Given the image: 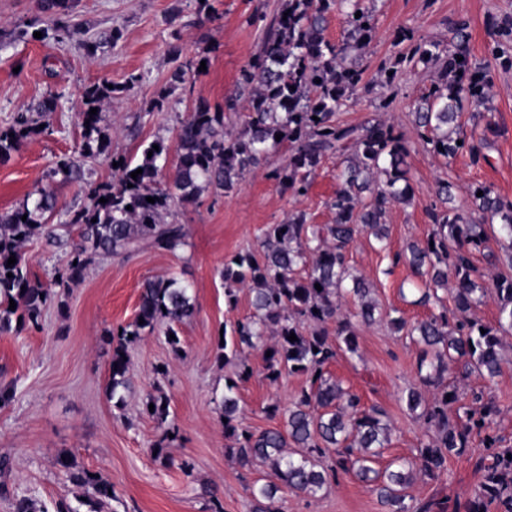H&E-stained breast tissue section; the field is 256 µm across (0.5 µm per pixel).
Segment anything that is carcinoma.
Instances as JSON below:
<instances>
[{
	"label": "carcinoma",
	"instance_id": "cac0c4a2",
	"mask_svg": "<svg viewBox=\"0 0 512 512\" xmlns=\"http://www.w3.org/2000/svg\"><path fill=\"white\" fill-rule=\"evenodd\" d=\"M45 8L54 15L58 37L82 35L72 21L70 0H47ZM336 10L345 16V34L338 43L323 35L326 14ZM450 33L449 44L419 43L398 56L396 64L436 69L435 80L415 104L417 139L446 160L467 153L477 162L492 122H486L483 132L474 129L466 135L459 117L464 106L480 107L492 97L491 62H512V23L498 26L496 37L486 45L488 64L481 67L469 59L464 25ZM372 34L362 0H284L259 53L242 68L238 88L226 101L227 112H213L202 102L179 120L177 159L168 177L164 174L168 148L161 140L145 147L137 160L108 151L112 133L122 123L110 119L102 106L112 95L131 89L139 77L132 75L125 84L112 87L106 83L84 86L86 111L80 119L89 126L82 127L78 156L59 159L46 179L85 183L87 202L60 208L54 191L42 187L14 210L0 213V334L39 325L42 308L54 296L65 305L63 296L84 279L97 256L129 254L144 247L178 250L185 245L187 233L184 225L168 220L173 208L195 203L205 193L218 196L232 191L280 148L288 149V157L272 177L294 196L308 192L322 161L334 155L342 166L341 184L328 203L334 223L310 224L305 212L296 210L283 223L264 227L256 247L238 253L220 271L228 306L235 307L238 291L246 288L252 294L253 312L223 332L217 360L227 365L244 349L264 344L270 334L275 342L265 358L266 377L273 382L292 374L309 379V387L289 405L282 408L274 402L266 407L283 415V428L259 432L244 425L240 417L238 381L247 379L251 369L241 365L237 379L224 385L220 410L221 418L227 420L225 455L243 466H264L276 477L274 482L256 480L248 487L249 512H281L272 504L282 489L313 498L328 489L339 473L350 471L374 485L387 512H432L440 503L417 506L409 489L419 477L435 478L448 456L462 452L474 434L482 436L486 464L470 512L491 508L512 512V459L507 458L512 448L502 447L501 439L488 432L493 403L484 399V392H474L465 420L452 423L448 405L460 401L461 394L444 383L445 376L459 367L477 374L488 387L501 374V337L512 331V276L500 274L485 286L481 284L484 274L472 256L487 242L482 221L488 215L500 218V234L512 241V200L496 195L483 183H473L457 205L450 186L443 182L436 191L437 201L428 208L431 228L426 238L408 248L409 265L426 277L422 301L439 303L438 291L444 290L454 296L457 309L453 324L443 314L415 323L402 316L388 319L392 330L422 347L418 375L424 386L432 388L425 405L414 390L405 397L407 409L435 435L417 456L391 462L392 470L376 469L381 448L389 442L385 411L376 405L363 406L358 395L326 375L325 368L336 360L338 351H357L353 319L366 325L376 321L371 288L350 271L347 249L361 234L383 241L392 208L409 205L415 197L406 164L410 144L404 135L379 115L357 125L336 118L341 108L356 100L363 82L357 57L370 44ZM172 62L178 82L199 73L201 59L183 61L178 49ZM56 106L57 98H47L0 128V161L9 159L25 140L52 133L43 118ZM91 108L97 109L96 114H89ZM101 156L118 163L113 184L85 178V162ZM138 169L142 174L131 177ZM102 197L108 202H100ZM148 197L155 202H147ZM42 237L64 250L66 257L49 286L32 278L22 253L27 242ZM12 255L16 263L9 267ZM317 284L322 290L315 288ZM489 292L498 302L495 326L471 314ZM12 301L16 303L13 310L9 309ZM194 313V298L184 280L172 275L142 283L137 318L108 332L110 395L115 404L123 403L129 388V347L162 325L168 344L180 353V338L170 335L178 334L179 326ZM292 333L296 335L293 342L288 339ZM166 403L164 393L150 395L144 411L154 405L150 416L163 423L169 414ZM60 464L73 482L92 486L102 499L114 497L111 484L88 471L73 470L66 458Z\"/></svg>",
	"mask_w": 512,
	"mask_h": 512
}]
</instances>
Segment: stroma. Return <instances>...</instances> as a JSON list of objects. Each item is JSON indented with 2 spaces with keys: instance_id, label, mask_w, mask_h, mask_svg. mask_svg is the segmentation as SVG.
<instances>
[{
  "instance_id": "1",
  "label": "stroma",
  "mask_w": 512,
  "mask_h": 512,
  "mask_svg": "<svg viewBox=\"0 0 512 512\" xmlns=\"http://www.w3.org/2000/svg\"><path fill=\"white\" fill-rule=\"evenodd\" d=\"M74 23L98 39L94 56H87L77 40L56 42L53 16L43 0H0V128L15 113L58 95L49 113L52 134L26 140L12 158L0 164V211L10 209L47 185L45 175L63 155L82 140L79 115L85 105L83 86L108 81L115 85L130 76L139 81L130 91L116 94L106 105L109 116L123 118L126 130L112 136L110 150L139 156L154 140L177 150V120L199 102L223 106L237 88L243 65L260 49L262 24H249L251 15L273 17L282 0H209V9L197 0H70ZM372 13L373 39L359 57L365 85L354 104L339 111V120L357 124L374 113L391 118L397 131L411 136L412 112L419 95L434 75L423 67L404 68L391 86H381L376 75L391 67L398 52L413 41L396 43L401 32L413 40L447 41L451 26L463 22L469 35L470 60L485 63V46L495 25L512 19V0H365ZM122 37L111 42L112 30ZM182 45L189 58H206L205 71L183 84L171 85V50ZM495 96L484 111L465 107L461 123L472 128L481 114L491 117L485 157L471 162L468 155L447 161L415 140L406 159L416 199L393 209L387 221L386 249L360 237L349 248V265L372 287L379 312L398 311L408 322L427 318L432 306L419 304L414 287L419 279L405 262L395 261L409 243L424 240L430 219L426 206L436 185L448 181L456 200L467 185H490L512 200V65L494 64ZM167 94L168 108L148 113L149 104ZM286 152L246 176L226 195H203L197 203L178 206L174 218L185 224V245L176 252L143 249L130 255L101 256L73 287L66 312L56 302L44 307L38 327L0 335V380L14 382L16 398L0 409V457L10 460L0 473V512H13L18 495L32 497L42 512H56L59 502L72 512H212L221 502L224 512H248V482L270 479L266 468L241 467L224 453L226 440L220 417L224 383L235 364L216 359V340L224 326L251 312L252 296L241 289L235 307L224 298L220 271L226 259L255 245L268 224H278L290 212L305 211L309 223L330 224L334 215L328 200L338 187L339 167L327 157L306 196L282 192L272 178ZM178 275L193 286L196 311L179 328L182 351L174 353L162 333L142 337L130 346L131 386L122 406L109 396L107 333L133 321L140 287L149 278ZM356 353H339L328 374L361 396L368 405L386 412L390 444L379 460L409 457L427 440L420 420L409 412L403 393L420 388L417 374L421 349L394 333L386 322L358 325ZM502 373L490 396L497 408L494 431L512 446V334L502 338ZM250 377L239 384V406L251 429H279L283 418L267 413L273 401L289 404L308 385L305 376L289 375L273 382L264 371V351L244 354ZM166 375H158V366ZM162 389L169 400L167 424L143 411L148 394ZM172 438H165L166 428ZM163 445L168 463L155 460L153 450ZM484 454L479 436L468 448L449 456L435 479L417 481L410 493L416 502H445L448 512H467L483 472ZM69 456L76 469L109 482L113 498L99 500L92 487L73 483L58 460ZM284 512H384L375 492L354 474L340 475L336 484L314 498L290 491L278 494Z\"/></svg>"
}]
</instances>
